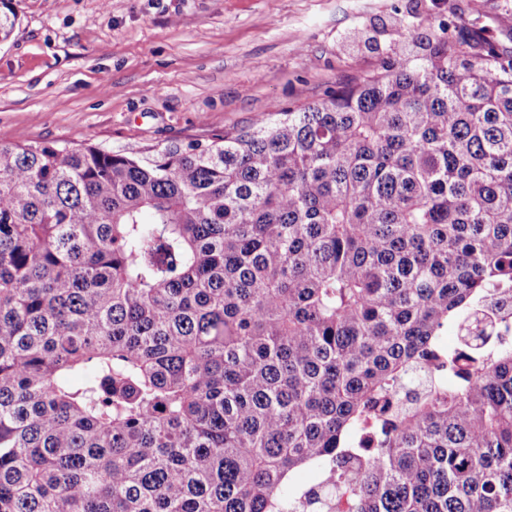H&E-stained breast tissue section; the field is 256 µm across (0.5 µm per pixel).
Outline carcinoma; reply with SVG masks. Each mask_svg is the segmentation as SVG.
Instances as JSON below:
<instances>
[{"instance_id": "carcinoma-1", "label": "carcinoma", "mask_w": 512, "mask_h": 512, "mask_svg": "<svg viewBox=\"0 0 512 512\" xmlns=\"http://www.w3.org/2000/svg\"><path fill=\"white\" fill-rule=\"evenodd\" d=\"M423 23L205 143H0V512H512V55ZM321 468L308 465L284 482L280 489V495L286 499L300 495L303 491L314 486L320 481Z\"/></svg>"}]
</instances>
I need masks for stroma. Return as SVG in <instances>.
Listing matches in <instances>:
<instances>
[{
    "label": "stroma",
    "instance_id": "1",
    "mask_svg": "<svg viewBox=\"0 0 512 512\" xmlns=\"http://www.w3.org/2000/svg\"><path fill=\"white\" fill-rule=\"evenodd\" d=\"M512 51V0H15L0 142L135 152L208 141L390 65L406 5Z\"/></svg>",
    "mask_w": 512,
    "mask_h": 512
}]
</instances>
